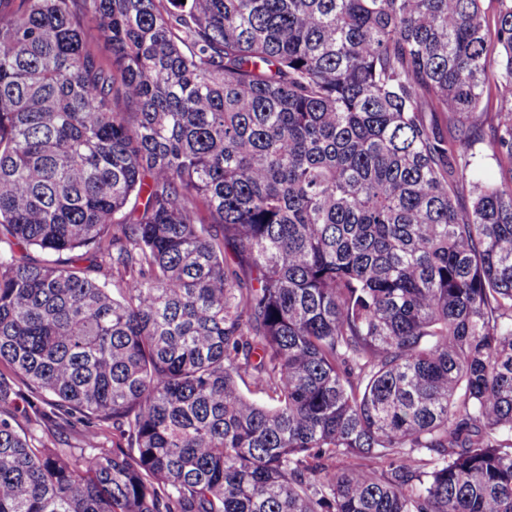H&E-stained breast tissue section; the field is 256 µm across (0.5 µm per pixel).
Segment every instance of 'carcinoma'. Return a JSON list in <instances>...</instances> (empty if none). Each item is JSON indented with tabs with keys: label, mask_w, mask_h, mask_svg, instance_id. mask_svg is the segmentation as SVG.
Returning <instances> with one entry per match:
<instances>
[{
	"label": "carcinoma",
	"mask_w": 512,
	"mask_h": 512,
	"mask_svg": "<svg viewBox=\"0 0 512 512\" xmlns=\"http://www.w3.org/2000/svg\"><path fill=\"white\" fill-rule=\"evenodd\" d=\"M496 2L0 0V512H512ZM475 179L483 183L500 182L509 177L508 169L501 168L488 150L486 143L478 141L472 148ZM35 433L39 439L50 448H69L77 446L81 437L76 430L81 428L80 424H76V428H69L59 422L44 421L39 425H33Z\"/></svg>",
	"instance_id": "1"
}]
</instances>
